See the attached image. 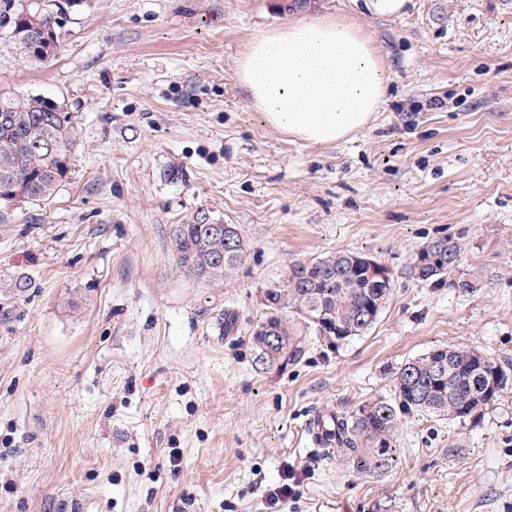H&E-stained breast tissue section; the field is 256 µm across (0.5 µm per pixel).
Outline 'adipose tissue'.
<instances>
[{"label":"adipose tissue","instance_id":"adipose-tissue-1","mask_svg":"<svg viewBox=\"0 0 512 512\" xmlns=\"http://www.w3.org/2000/svg\"><path fill=\"white\" fill-rule=\"evenodd\" d=\"M236 77L271 126L310 145L366 126L388 81L378 51L353 24L310 18L254 36Z\"/></svg>","mask_w":512,"mask_h":512}]
</instances>
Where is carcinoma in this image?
<instances>
[{
	"label": "carcinoma",
	"instance_id": "carcinoma-1",
	"mask_svg": "<svg viewBox=\"0 0 512 512\" xmlns=\"http://www.w3.org/2000/svg\"><path fill=\"white\" fill-rule=\"evenodd\" d=\"M70 0H0V39L26 62L45 63L61 51ZM77 146L71 113L55 99L0 92V205L17 200L41 206L66 182ZM230 248L211 224L175 225L176 264L199 281L232 274L246 256L236 227ZM462 244L437 237L422 246L412 275L463 294L481 288L473 273L455 276ZM390 269L361 253L338 251L293 263L263 289L266 316L252 329L255 364L264 370L300 359L315 336L339 346L365 334L392 294ZM509 383L505 364L467 346H438L411 359L393 375L389 398L380 397L334 415L332 454L358 475L381 474L398 460L406 416L418 413L465 420L497 401Z\"/></svg>",
	"mask_w": 512,
	"mask_h": 512
}]
</instances>
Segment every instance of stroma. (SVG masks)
Wrapping results in <instances>:
<instances>
[{"mask_svg":"<svg viewBox=\"0 0 512 512\" xmlns=\"http://www.w3.org/2000/svg\"><path fill=\"white\" fill-rule=\"evenodd\" d=\"M303 17L357 23L389 72L340 142L272 128L235 78L256 34ZM1 90L62 102L78 136L48 204L0 208V512H271L293 473L278 512H512V387L475 419L407 417L380 475L352 476L306 431L390 395L432 347L512 362V5L72 0L55 59L0 46ZM178 224L240 225L245 259L214 283L185 275ZM445 236L475 294L412 279ZM336 250L391 269L377 322L258 369L261 288Z\"/></svg>","mask_w":512,"mask_h":512,"instance_id":"obj_1","label":"stroma"}]
</instances>
